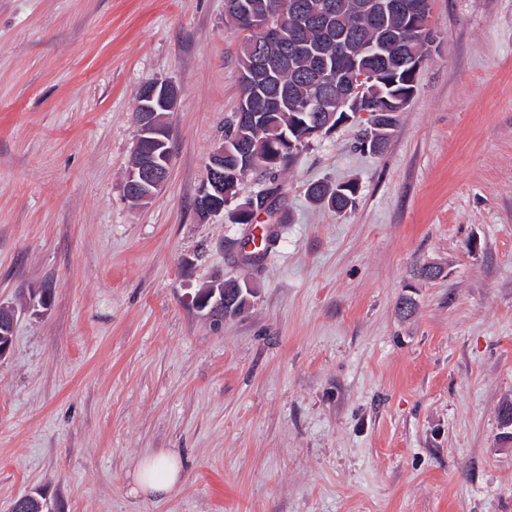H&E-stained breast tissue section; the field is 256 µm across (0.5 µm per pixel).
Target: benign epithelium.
<instances>
[{
    "instance_id": "benign-epithelium-1",
    "label": "benign epithelium",
    "mask_w": 512,
    "mask_h": 512,
    "mask_svg": "<svg viewBox=\"0 0 512 512\" xmlns=\"http://www.w3.org/2000/svg\"><path fill=\"white\" fill-rule=\"evenodd\" d=\"M380 8L400 15L411 25L418 24L422 37L430 38L429 0H384ZM313 72L319 77H334L329 89L336 91V108H324L320 102L310 101L306 111L316 113V118L298 127L297 139L293 140L286 135L281 137L282 143L291 150L301 142H310L322 135L334 122L340 126L357 121L362 113H350L352 93L373 92L368 100L371 107L376 110L387 101L379 88L382 75L373 72L358 73V60L347 46L336 53L334 60L326 53H314ZM242 81L245 86L256 91L273 85L275 75L267 69L263 56L257 53L242 71ZM142 100V111L137 113L139 129L134 148V151L140 154L141 163L130 172L125 185L127 199L136 205L153 198L167 180L171 165L166 140L168 132L158 123L157 111L160 108L169 111L174 109L177 100L176 88L167 81L148 83L142 88ZM340 112L343 113V117L338 121L336 116ZM269 202L268 198H252L236 204L234 199L224 198V146H218L209 158L207 172L198 192L201 216L211 217L228 209L234 219L243 220L247 214L256 211L258 204L262 210L269 211ZM207 288L206 293L197 296L196 306L199 310L207 312L215 321L244 312L250 303L249 296L253 293L251 288L239 289L238 295L243 297L244 304L236 307L234 301L224 293V277H213Z\"/></svg>"
}]
</instances>
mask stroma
<instances>
[{
	"label": "stroma",
	"instance_id": "obj_1",
	"mask_svg": "<svg viewBox=\"0 0 512 512\" xmlns=\"http://www.w3.org/2000/svg\"><path fill=\"white\" fill-rule=\"evenodd\" d=\"M430 24L383 153L343 126L245 176L244 198L280 186L257 259L252 225L194 211L240 94L225 0H0V512H512V0H432ZM151 79L178 90L173 162L135 207ZM313 181L357 183L355 208ZM215 274L248 311L196 309ZM164 451L180 483L136 493ZM305 192L312 202L336 213H346L355 207L359 188L355 182H342L335 185L316 182L309 184Z\"/></svg>",
	"mask_w": 512,
	"mask_h": 512
}]
</instances>
